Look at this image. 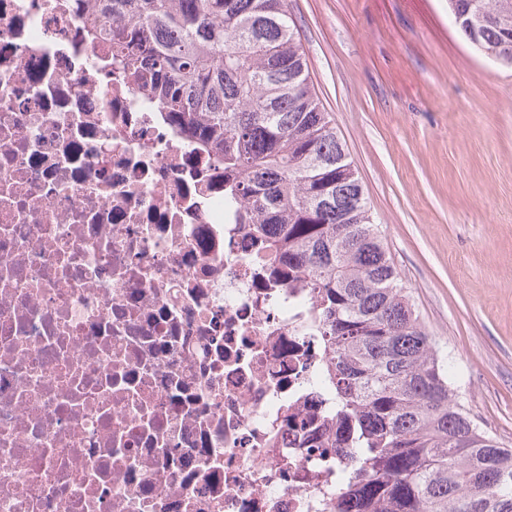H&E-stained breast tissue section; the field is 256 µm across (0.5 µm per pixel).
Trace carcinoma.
<instances>
[{
	"label": "carcinoma",
	"instance_id": "1",
	"mask_svg": "<svg viewBox=\"0 0 512 512\" xmlns=\"http://www.w3.org/2000/svg\"><path fill=\"white\" fill-rule=\"evenodd\" d=\"M112 51L192 141L224 161V204L253 225L274 273L311 289L353 423L338 512H512V448L469 416L398 278L371 207L309 79L288 0H93ZM481 9L495 60L512 0Z\"/></svg>",
	"mask_w": 512,
	"mask_h": 512
}]
</instances>
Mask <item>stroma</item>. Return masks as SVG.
Wrapping results in <instances>:
<instances>
[{
    "label": "stroma",
    "instance_id": "obj_1",
    "mask_svg": "<svg viewBox=\"0 0 512 512\" xmlns=\"http://www.w3.org/2000/svg\"><path fill=\"white\" fill-rule=\"evenodd\" d=\"M402 284L476 422L512 447V67L448 0H288Z\"/></svg>",
    "mask_w": 512,
    "mask_h": 512
}]
</instances>
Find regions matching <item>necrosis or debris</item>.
Listing matches in <instances>:
<instances>
[{
	"mask_svg": "<svg viewBox=\"0 0 512 512\" xmlns=\"http://www.w3.org/2000/svg\"><path fill=\"white\" fill-rule=\"evenodd\" d=\"M77 0H0V512H336L309 289Z\"/></svg>",
	"mask_w": 512,
	"mask_h": 512,
	"instance_id": "4bbe7bcc",
	"label": "necrosis or debris"
}]
</instances>
